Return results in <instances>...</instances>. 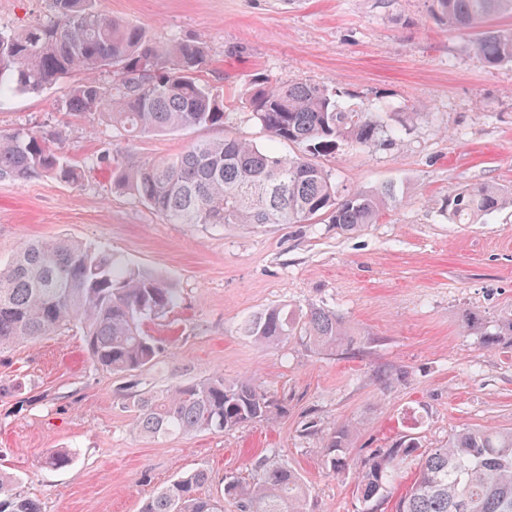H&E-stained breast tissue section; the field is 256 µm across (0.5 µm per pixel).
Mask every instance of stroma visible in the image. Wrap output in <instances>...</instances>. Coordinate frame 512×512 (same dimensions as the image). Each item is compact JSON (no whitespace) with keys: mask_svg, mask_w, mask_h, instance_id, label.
Returning <instances> with one entry per match:
<instances>
[{"mask_svg":"<svg viewBox=\"0 0 512 512\" xmlns=\"http://www.w3.org/2000/svg\"><path fill=\"white\" fill-rule=\"evenodd\" d=\"M156 42L200 38L203 80L224 90L222 126L129 139L101 117H73L68 88L0 99V131H62L60 150L85 164L76 184L0 180V267L21 243L71 238L101 245L177 288L176 308L145 323L155 363L115 374L93 365L79 332L0 351V468L19 476L42 512H140L179 474L206 469L205 493L250 481L258 460L288 465L311 492L310 512H363L361 463L402 437L439 448L466 428L512 430V341L484 329L512 318V210L454 224L445 198L482 183L512 188V64L486 67L473 32L449 30L431 0H99ZM46 0H0V29L45 18ZM309 79L387 122L428 115L392 145H337L319 157L345 190L394 185L399 200L351 234L335 225L171 224L89 161L103 149L158 160L231 132L268 137L239 101L251 80ZM339 313L351 345L274 349L240 325L273 306ZM477 312L481 327H467ZM220 372L269 391L270 418L221 433L150 439L134 427L127 393ZM351 429L348 466L332 473L324 439ZM53 448L70 467L48 468Z\"/></svg>","mask_w":512,"mask_h":512,"instance_id":"35a3bbf8","label":"stroma"}]
</instances>
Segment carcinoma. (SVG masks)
<instances>
[{
	"label": "carcinoma",
	"mask_w": 512,
	"mask_h": 512,
	"mask_svg": "<svg viewBox=\"0 0 512 512\" xmlns=\"http://www.w3.org/2000/svg\"><path fill=\"white\" fill-rule=\"evenodd\" d=\"M434 11L458 31L478 29L494 16H512V0H432ZM51 16L19 32L0 31V98L38 93L70 78L65 105L75 116L93 112L129 137L224 123V93L201 78L207 46L200 40L154 42L133 24L114 19L98 0H50ZM488 67L512 63V28H488L472 41ZM335 90L299 79L287 84L256 78L241 102L273 141L301 152L281 156L231 133L201 141L162 160L131 163L105 150L95 163L113 182L170 224H303L316 217L354 232L375 224L397 201L395 189H357L341 194L336 180L315 158L345 141L358 149L389 146L423 117L400 112L393 127L369 107L346 109ZM61 133L41 134L19 126L0 131V180L51 177L76 184L83 165L50 146ZM512 207V190L484 183L448 197L444 212L454 224H474ZM178 302L177 289L160 278L119 265L104 248L69 239L23 243L0 269V351L34 343L74 328L84 336L92 361L115 373L138 371L160 347L142 329ZM244 335L277 346L298 338L315 349L354 342L342 317L311 305L306 311L268 308L249 319ZM512 337V319L484 343ZM134 425L147 437L201 431L222 432L271 413L268 392L249 380L214 373L159 391L132 396ZM351 431L342 425L326 438L329 468L342 473ZM420 453L418 477L396 503V512H512V430L465 429L448 445L419 451L401 442L374 454L359 472L364 503L384 497L405 458ZM72 453L49 452L45 463L68 467ZM206 470L197 469L160 488L141 512H308V489L284 464L265 459L253 481L224 480L219 496L202 492ZM0 512H41L20 480L0 471Z\"/></svg>",
	"instance_id": "obj_1"
}]
</instances>
